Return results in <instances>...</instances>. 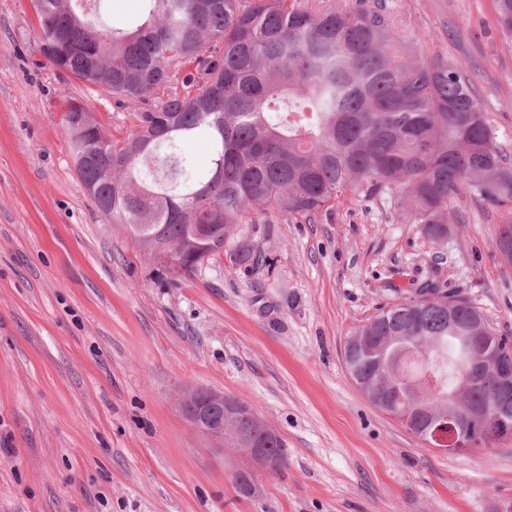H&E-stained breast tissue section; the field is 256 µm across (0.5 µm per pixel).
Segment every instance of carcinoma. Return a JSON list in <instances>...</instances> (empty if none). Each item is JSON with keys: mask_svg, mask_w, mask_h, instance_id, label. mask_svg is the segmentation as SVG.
<instances>
[{"mask_svg": "<svg viewBox=\"0 0 512 512\" xmlns=\"http://www.w3.org/2000/svg\"><path fill=\"white\" fill-rule=\"evenodd\" d=\"M145 20L115 29L101 0H32L45 63L64 77L103 87L142 107L122 139L88 107L67 101L64 136L96 207L148 256L180 257L176 277L193 276L225 253L255 263L257 246L234 232L268 208L312 219L349 190L396 186L405 218L434 241L448 236L454 195L469 194L501 214L496 239L512 229V160L461 70L436 57L415 60L381 0H143ZM512 35V0H494ZM186 70L184 76L179 71ZM181 79V85L174 80ZM203 140L206 168L184 147ZM422 288L381 310L355 335L378 346L406 337L396 371L412 383L430 371L441 390L385 400L387 375L362 359L364 392L415 436L448 412L471 356L495 350L512 364V342L471 301ZM468 399L501 411L495 438L512 435V390L481 373ZM259 434L286 465L282 439L256 418L235 436Z\"/></svg>", "mask_w": 512, "mask_h": 512, "instance_id": "cac0c4a2", "label": "carcinoma"}]
</instances>
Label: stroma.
I'll return each instance as SVG.
<instances>
[{
    "mask_svg": "<svg viewBox=\"0 0 512 512\" xmlns=\"http://www.w3.org/2000/svg\"><path fill=\"white\" fill-rule=\"evenodd\" d=\"M417 58L462 67L512 157V35L494 0H386ZM114 137L134 101L44 65L31 0H0V512H506L512 436L426 447L344 363L378 308L432 286L512 337L497 213L456 199L446 239L404 218L399 189L346 192L313 220L269 210L244 233L263 260L174 279L108 223L62 130L68 98ZM248 403L283 440L269 473L217 453L177 401ZM251 472L255 495L235 473Z\"/></svg>",
    "mask_w": 512,
    "mask_h": 512,
    "instance_id": "stroma-1",
    "label": "stroma"
}]
</instances>
